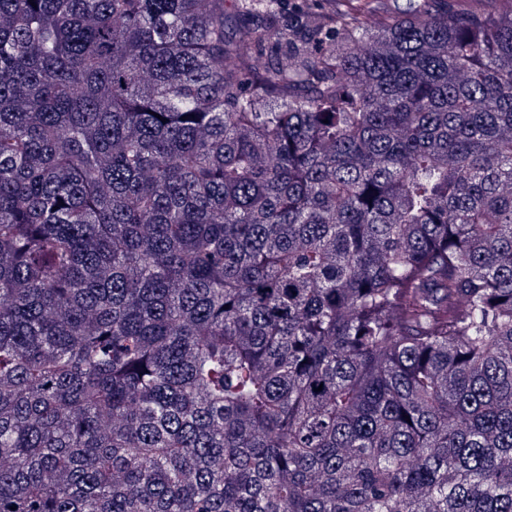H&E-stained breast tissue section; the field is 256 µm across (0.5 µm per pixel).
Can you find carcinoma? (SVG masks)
<instances>
[{
	"instance_id": "obj_1",
	"label": "carcinoma",
	"mask_w": 512,
	"mask_h": 512,
	"mask_svg": "<svg viewBox=\"0 0 512 512\" xmlns=\"http://www.w3.org/2000/svg\"><path fill=\"white\" fill-rule=\"evenodd\" d=\"M374 2L0 0V512H512V0Z\"/></svg>"
}]
</instances>
